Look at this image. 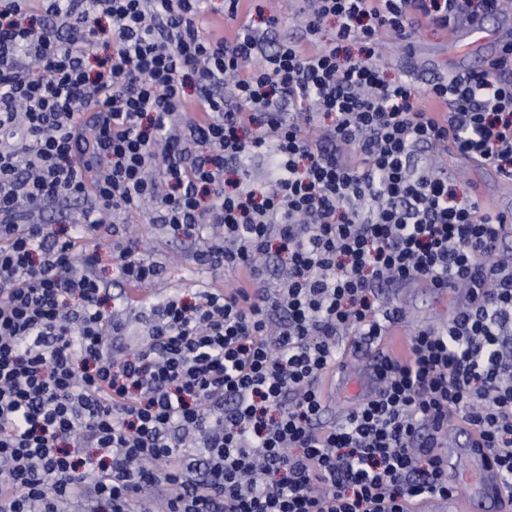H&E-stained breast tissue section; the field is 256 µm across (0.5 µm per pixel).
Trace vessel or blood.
<instances>
[{
  "instance_id": "b4317fda",
  "label": "vessel or blood",
  "mask_w": 512,
  "mask_h": 512,
  "mask_svg": "<svg viewBox=\"0 0 512 512\" xmlns=\"http://www.w3.org/2000/svg\"><path fill=\"white\" fill-rule=\"evenodd\" d=\"M473 441L462 423L449 428L441 459L459 491L426 497L409 505V512H473L478 504L498 507L506 492L504 479L488 457L473 448Z\"/></svg>"
}]
</instances>
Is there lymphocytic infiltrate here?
I'll return each instance as SVG.
<instances>
[{
	"label": "lymphocytic infiltrate",
	"mask_w": 512,
	"mask_h": 512,
	"mask_svg": "<svg viewBox=\"0 0 512 512\" xmlns=\"http://www.w3.org/2000/svg\"><path fill=\"white\" fill-rule=\"evenodd\" d=\"M241 2L224 0L227 38L211 0H0V512H140L153 487L165 512H405L452 492L436 447L454 418L512 486V216L416 160L451 144L512 183V41L424 91L377 63L383 39L500 0H309L300 39L271 50ZM266 154L270 187L228 178ZM63 199L85 234L39 222ZM145 207L236 280L148 304L147 336L116 355L96 269L160 280L127 234ZM270 253L288 272L264 289ZM415 280L464 301L323 426L340 337L402 325L377 290Z\"/></svg>",
	"instance_id": "obj_1"
}]
</instances>
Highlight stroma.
I'll return each mask as SVG.
<instances>
[{
	"mask_svg": "<svg viewBox=\"0 0 512 512\" xmlns=\"http://www.w3.org/2000/svg\"><path fill=\"white\" fill-rule=\"evenodd\" d=\"M304 6L305 0H263L261 12L253 14L252 19L260 28L267 15L278 16V28L268 33L267 42L272 45L287 36L297 37ZM504 26L502 15L489 16L483 22L480 39L470 38L455 44L448 32L423 24L406 41H384L378 63L386 78H405L422 88L446 72L481 69L498 52ZM434 156L462 188L475 189L482 207H489L495 199L512 208V188L505 186L494 171L476 167L471 158L451 145L435 150ZM133 229L149 258L165 268L164 279L136 291V298H160L178 293L191 299L198 291L224 287L232 277L225 269L212 270L196 265L192 259L194 242L183 232L152 223L150 211L135 216ZM382 295L389 303L405 309L407 326L412 330L440 326L447 321L454 305L462 300L458 293L440 296L414 281L384 289Z\"/></svg>",
	"mask_w": 512,
	"mask_h": 512,
	"instance_id": "stroma-1",
	"label": "stroma"
}]
</instances>
